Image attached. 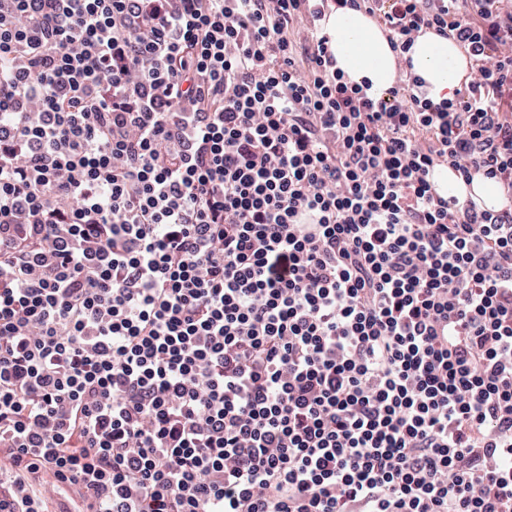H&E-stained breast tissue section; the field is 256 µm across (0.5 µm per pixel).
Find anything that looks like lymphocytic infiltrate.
Masks as SVG:
<instances>
[{"label": "lymphocytic infiltrate", "mask_w": 512, "mask_h": 512, "mask_svg": "<svg viewBox=\"0 0 512 512\" xmlns=\"http://www.w3.org/2000/svg\"><path fill=\"white\" fill-rule=\"evenodd\" d=\"M346 7L467 94L347 82ZM55 501L512 512V5L0 0V512ZM408 73L425 81L428 97L439 102L453 99L457 91L471 79L475 69L474 58L454 40L434 31L420 34L411 51ZM465 87L461 94L466 93ZM432 182L441 196L445 198L455 196L461 201L471 198L480 208L500 209L506 202L503 190L482 175H475L471 185L468 186L448 167L437 166L433 172Z\"/></svg>", "instance_id": "1"}]
</instances>
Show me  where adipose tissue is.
<instances>
[{
  "label": "adipose tissue",
  "instance_id": "obj_1",
  "mask_svg": "<svg viewBox=\"0 0 512 512\" xmlns=\"http://www.w3.org/2000/svg\"><path fill=\"white\" fill-rule=\"evenodd\" d=\"M325 31L335 41L338 68L354 83L369 81L371 91L382 94L391 89L401 68L386 32L378 20L362 10L339 9L327 17ZM409 73L422 78L433 101L454 98L471 79L474 59L454 40L427 31L416 39L410 53ZM432 180L443 197L472 199L478 207L502 208L503 190L492 180L475 176L464 183L451 169L436 167Z\"/></svg>",
  "mask_w": 512,
  "mask_h": 512
}]
</instances>
